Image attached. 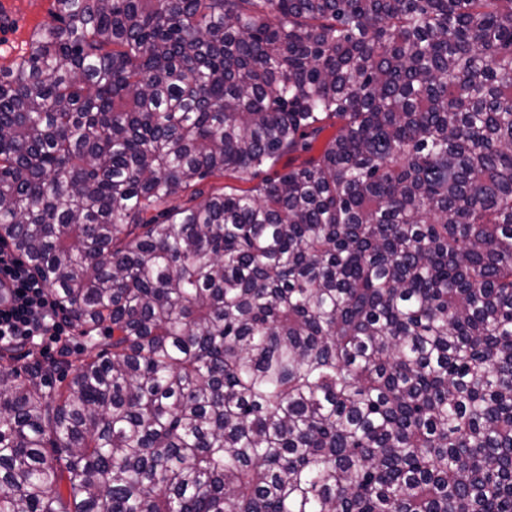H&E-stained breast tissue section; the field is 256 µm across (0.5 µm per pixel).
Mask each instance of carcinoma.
<instances>
[{"instance_id":"cac0c4a2","label":"carcinoma","mask_w":512,"mask_h":512,"mask_svg":"<svg viewBox=\"0 0 512 512\" xmlns=\"http://www.w3.org/2000/svg\"><path fill=\"white\" fill-rule=\"evenodd\" d=\"M54 7L0 243L106 336L0 355V512H512V0ZM26 351H31L32 356L25 359V361H36L44 369H47L49 371V376H51L53 380V385L57 387L63 372L60 369H55V366L59 361L63 360L61 355H59L56 350H46L44 345H30L23 350V352Z\"/></svg>"}]
</instances>
